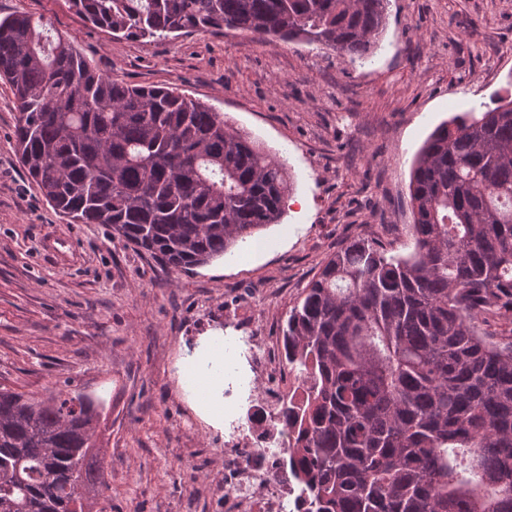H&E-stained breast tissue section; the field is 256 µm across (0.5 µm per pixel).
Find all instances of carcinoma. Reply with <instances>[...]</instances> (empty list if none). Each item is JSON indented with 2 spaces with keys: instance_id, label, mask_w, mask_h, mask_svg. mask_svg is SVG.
Listing matches in <instances>:
<instances>
[{
  "instance_id": "obj_1",
  "label": "carcinoma",
  "mask_w": 512,
  "mask_h": 512,
  "mask_svg": "<svg viewBox=\"0 0 512 512\" xmlns=\"http://www.w3.org/2000/svg\"><path fill=\"white\" fill-rule=\"evenodd\" d=\"M390 0H68L127 38L224 29L364 62ZM51 20L0 19L15 149L42 197L182 270L276 224L285 165L176 87L100 72ZM408 252L357 235L283 328L314 379L280 417L304 512H512V101L442 122L417 151ZM98 403L0 388V512H83L108 485Z\"/></svg>"
}]
</instances>
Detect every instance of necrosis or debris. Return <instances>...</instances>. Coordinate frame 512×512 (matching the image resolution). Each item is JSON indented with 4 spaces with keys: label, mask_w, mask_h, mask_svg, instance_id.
Returning a JSON list of instances; mask_svg holds the SVG:
<instances>
[{
    "label": "necrosis or debris",
    "mask_w": 512,
    "mask_h": 512,
    "mask_svg": "<svg viewBox=\"0 0 512 512\" xmlns=\"http://www.w3.org/2000/svg\"><path fill=\"white\" fill-rule=\"evenodd\" d=\"M255 336L239 337L257 373L271 384L265 408L250 417L248 428H237L224 443V512H298L299 491L279 466L294 453L291 436L283 434L276 417L282 400L300 398L307 380L289 374L287 387H279L283 366L258 348Z\"/></svg>",
    "instance_id": "necrosis-or-debris-1"
}]
</instances>
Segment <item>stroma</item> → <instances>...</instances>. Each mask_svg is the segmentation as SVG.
Returning <instances> with one entry per match:
<instances>
[{
	"label": "stroma",
	"mask_w": 512,
	"mask_h": 512,
	"mask_svg": "<svg viewBox=\"0 0 512 512\" xmlns=\"http://www.w3.org/2000/svg\"><path fill=\"white\" fill-rule=\"evenodd\" d=\"M17 11L50 18L101 72L223 113L292 175L279 223L232 257L172 270L46 203L16 157L14 98L0 81V386L102 401L112 512H224V434L191 407L178 360L219 331H256L279 349L289 310L348 238L406 241L422 143L455 115L512 99V0H390L364 62L228 29L126 39L67 0H0V18ZM59 234L74 239L75 264L41 252Z\"/></svg>",
	"instance_id": "stroma-1"
}]
</instances>
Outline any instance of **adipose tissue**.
Wrapping results in <instances>:
<instances>
[{
	"instance_id": "adipose-tissue-1",
	"label": "adipose tissue",
	"mask_w": 512,
	"mask_h": 512,
	"mask_svg": "<svg viewBox=\"0 0 512 512\" xmlns=\"http://www.w3.org/2000/svg\"><path fill=\"white\" fill-rule=\"evenodd\" d=\"M224 338L217 334L201 337L192 355L178 362V381L191 406L206 421L224 424Z\"/></svg>"
}]
</instances>
